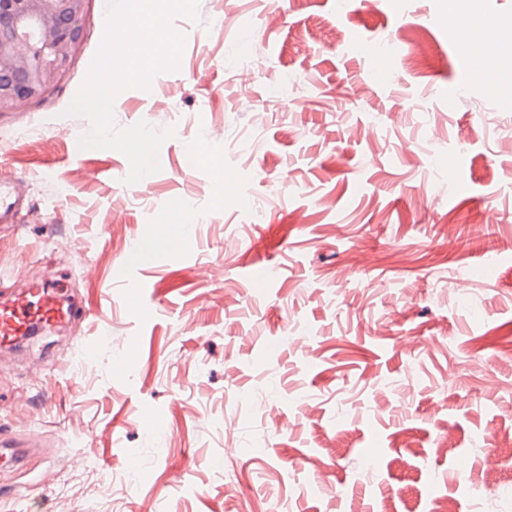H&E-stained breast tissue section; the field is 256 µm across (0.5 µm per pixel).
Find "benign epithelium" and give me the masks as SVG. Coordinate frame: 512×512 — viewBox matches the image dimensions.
Segmentation results:
<instances>
[{
    "mask_svg": "<svg viewBox=\"0 0 512 512\" xmlns=\"http://www.w3.org/2000/svg\"><path fill=\"white\" fill-rule=\"evenodd\" d=\"M86 0H0V112L44 97L84 40Z\"/></svg>",
    "mask_w": 512,
    "mask_h": 512,
    "instance_id": "obj_1",
    "label": "benign epithelium"
}]
</instances>
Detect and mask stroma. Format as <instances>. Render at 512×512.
Wrapping results in <instances>:
<instances>
[{"mask_svg": "<svg viewBox=\"0 0 512 512\" xmlns=\"http://www.w3.org/2000/svg\"><path fill=\"white\" fill-rule=\"evenodd\" d=\"M199 14L175 22L179 69L114 103L116 127L174 130L143 185L122 153L80 149L90 123L66 113L106 0L63 79L0 112V169L31 199L0 224V292L49 271L85 307L69 335L0 351V430L43 435L23 468L0 461V512H512V106L456 62L467 24L512 22V0ZM207 262L221 277L198 278ZM262 263L276 276L248 278ZM296 328L305 348L282 341Z\"/></svg>", "mask_w": 512, "mask_h": 512, "instance_id": "35a3bbf8", "label": "stroma"}]
</instances>
